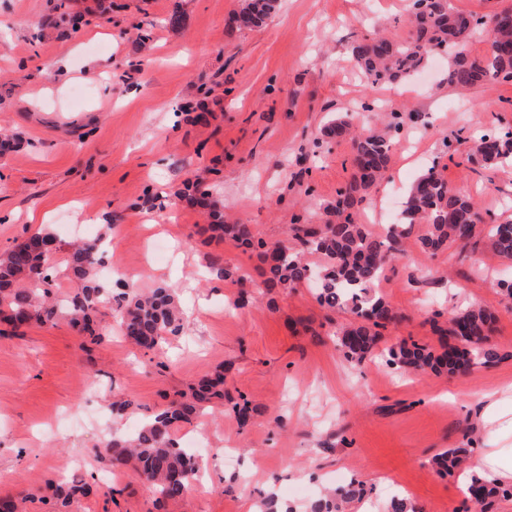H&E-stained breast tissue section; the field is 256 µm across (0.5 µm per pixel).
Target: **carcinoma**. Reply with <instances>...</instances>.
<instances>
[{
  "instance_id": "carcinoma-1",
  "label": "carcinoma",
  "mask_w": 512,
  "mask_h": 512,
  "mask_svg": "<svg viewBox=\"0 0 512 512\" xmlns=\"http://www.w3.org/2000/svg\"><path fill=\"white\" fill-rule=\"evenodd\" d=\"M277 0H247L238 12L244 27L262 25L274 13ZM413 32L401 40L381 35L352 41L351 52L371 87L399 84L410 78L428 59L442 55L448 64V86L471 89L480 85L512 80V7L481 16L456 8L453 0H411ZM481 32L487 36L488 52L470 58L464 46ZM399 124L390 121L382 129L362 127L352 130L346 115H336L322 129L328 139L351 137L355 172L336 199L323 207L324 224H293L291 231L299 247L268 244L256 238L252 225L224 223L220 203L209 190L193 182L178 194L191 205L201 203L211 224L206 230L227 237L237 246L257 252L263 264L264 288L291 290L299 286L316 287L321 306L346 309L357 321L341 332L338 343L344 354L359 363L374 355L381 329L396 321L397 313L368 289L401 252L404 228L425 224L418 238L423 252L431 255L454 246L475 250L480 234L486 233L496 254L512 261V221L490 224L483 229L475 223L477 208L470 196L451 186L430 167L406 190L402 223L389 227L384 237L372 235L356 222L360 206L381 181L388 169L392 145ZM468 158L484 167L504 169L512 166V130L485 132L472 138ZM105 235L69 245L66 270L75 283L72 294L63 301L52 298L55 273L47 265L51 254L60 249L56 237L37 231L0 258V315L14 328L31 323L45 324L64 318L82 335L83 344H100L111 330L93 327V316L102 309L113 312L123 338L144 352H158L167 336L179 335L184 328L176 296L171 288L159 284L146 293L125 281L112 284L99 274L103 264ZM306 253L327 258L315 268L304 259ZM496 316L480 306L469 305L456 311L449 320L448 335L455 340L450 349L437 354L428 346L402 341L388 348L389 363L419 374L428 371L456 375L496 358L486 342ZM224 398V372H218L187 391L160 411L153 413L131 435H112L98 455L114 467L135 462L139 476L158 494L155 509L164 502L188 494L197 472L190 453L173 438V427L203 414L215 399ZM466 455L464 448H451L433 458L441 472L457 468ZM362 488L351 481L314 499L309 512H345L360 497ZM471 498L484 503L496 496H512V486L474 476ZM91 488L74 485L56 493L54 512H71L72 499L87 495Z\"/></svg>"
}]
</instances>
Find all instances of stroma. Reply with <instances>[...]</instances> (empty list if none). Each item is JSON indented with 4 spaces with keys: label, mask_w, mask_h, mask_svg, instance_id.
Instances as JSON below:
<instances>
[{
    "label": "stroma",
    "mask_w": 512,
    "mask_h": 512,
    "mask_svg": "<svg viewBox=\"0 0 512 512\" xmlns=\"http://www.w3.org/2000/svg\"><path fill=\"white\" fill-rule=\"evenodd\" d=\"M244 0H0V255L38 228L56 236L57 264L73 236L96 237L111 216L112 257L136 287L164 283L179 296L185 329L165 354H145L112 335L84 349L66 320L19 328L0 321V497H43L60 468L95 485L73 512H154L133 466L97 455L113 431H131L188 384L223 371L253 418L239 427L227 406L204 419L213 436L204 488L164 512H244L267 493L303 506L326 486L362 481L385 502L399 481L424 512H475L458 473L440 475L448 448H512V303L492 277L512 264L490 244L477 260L459 248L421 252L414 227L389 264L379 296L400 319L363 364L337 344L352 314L329 310L309 287L263 288L257 254L201 234L198 209L175 192L198 177L212 184L227 220L253 224L267 242L291 243L289 224L324 221V205L353 173L347 140L320 130L337 112L379 99L399 115L406 144L360 210L406 188L429 165L464 187L478 212L512 220V172L469 163L458 129L512 127V82L448 87L435 65L427 81L367 88L348 52L352 34L407 37V0H279L265 25L241 29ZM78 24L60 23L61 13ZM181 27L169 24L172 14ZM483 111H474V104ZM229 265L244 284L211 273ZM255 301L236 309L239 291ZM476 303L495 313L497 361L470 373L407 375L386 349L414 341L442 351L453 312ZM501 394L502 416L483 430L484 397ZM139 410L113 421L110 404ZM112 486L113 495L102 492Z\"/></svg>",
    "instance_id": "35a3bbf8"
}]
</instances>
